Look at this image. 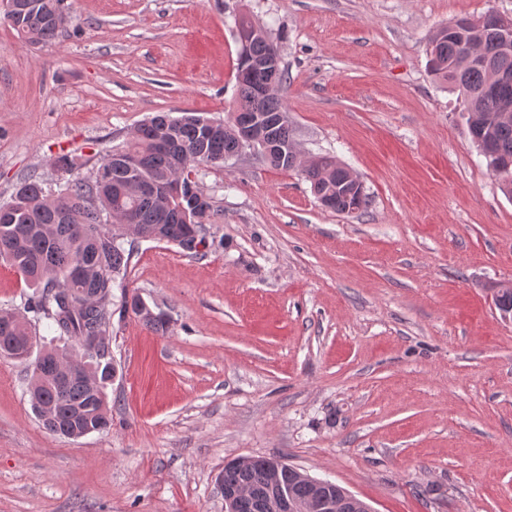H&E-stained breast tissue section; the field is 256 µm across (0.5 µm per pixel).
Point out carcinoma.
<instances>
[{
    "instance_id": "1",
    "label": "carcinoma",
    "mask_w": 512,
    "mask_h": 512,
    "mask_svg": "<svg viewBox=\"0 0 512 512\" xmlns=\"http://www.w3.org/2000/svg\"><path fill=\"white\" fill-rule=\"evenodd\" d=\"M20 9L3 16L12 28L31 44H48L61 26L57 16L66 13L64 0H19ZM456 30L434 34L429 41V65L433 74L460 89L467 104L470 134L483 132L491 139L488 164L500 159L512 161V125L490 124L497 112V95L490 90L487 70L478 62H464L460 43L475 41V51L491 57L501 68L512 71V50L500 49L491 29L476 30L472 19L454 22ZM247 35V51L255 57L267 54L272 43L240 21ZM238 98L235 112L279 115L285 112L278 93L262 95L248 79L236 77ZM195 115L158 114L139 125L120 149L105 154L93 175H81L83 163L73 155L56 158L55 167L70 178L55 190L31 176L15 188L11 200L0 204V261L12 267L35 292L26 301V313L0 310V355L10 358L26 347L36 335L37 323L47 321L51 333L50 351L30 361L29 385L51 406L55 428H92L100 433L111 426L107 393L86 384L88 375L73 378L64 388L44 376L54 358L65 353L53 342H62L83 352V337L108 336L112 327V288L124 281L133 257L134 241H118L110 227L132 225L145 232L157 231L162 240L180 247L186 254H199L205 236H195V225L183 222L180 212L164 205L157 193L135 192L132 184L141 176L162 188L176 181L194 183L198 165L220 167L240 152L239 129L232 118L215 120ZM315 195L334 200L333 210L342 213L351 202L336 186L346 178L344 165L333 157H318L303 169ZM131 311L157 332H166L169 320L158 312L143 313V299H124ZM92 373L105 380L113 376L111 346L87 352ZM272 462L257 456L243 467L232 460L224 465V490L240 486L250 489L252 498L239 505V512H254L252 501L266 496L264 471ZM283 488L296 499L308 496V488L286 469L280 476Z\"/></svg>"
}]
</instances>
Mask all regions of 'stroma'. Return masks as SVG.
<instances>
[{
  "label": "stroma",
  "mask_w": 512,
  "mask_h": 512,
  "mask_svg": "<svg viewBox=\"0 0 512 512\" xmlns=\"http://www.w3.org/2000/svg\"><path fill=\"white\" fill-rule=\"evenodd\" d=\"M50 45L0 22V203L78 156L84 175L159 112L227 118L237 25L277 45L301 160L330 155L364 209L322 208L300 169L247 148L200 167L207 246L141 241L113 314L112 426L77 440L34 415L0 358V512H224L216 477L278 457L374 512H512V197L428 68L430 37L512 0H65ZM142 320L147 326L151 327L157 332H166L168 329L169 321L166 316L161 313L155 312V315L152 317H148L143 313V299L138 295L131 296L130 300L128 297H124V310L129 311Z\"/></svg>",
  "instance_id": "obj_1"
}]
</instances>
